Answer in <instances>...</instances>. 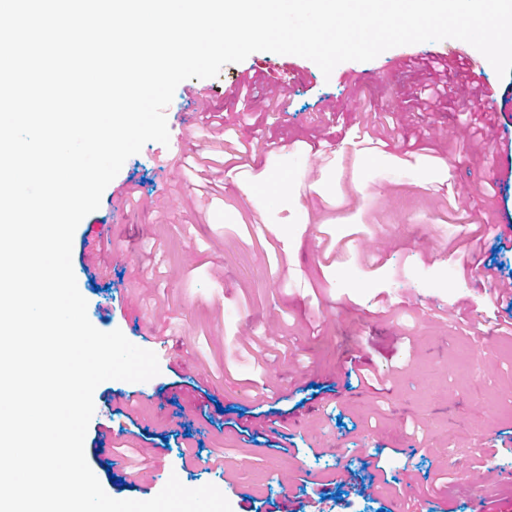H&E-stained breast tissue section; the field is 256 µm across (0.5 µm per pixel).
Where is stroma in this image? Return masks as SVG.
I'll use <instances>...</instances> for the list:
<instances>
[{"instance_id":"stroma-1","label":"stroma","mask_w":512,"mask_h":512,"mask_svg":"<svg viewBox=\"0 0 512 512\" xmlns=\"http://www.w3.org/2000/svg\"><path fill=\"white\" fill-rule=\"evenodd\" d=\"M442 58L447 108L410 93ZM249 82L240 104L232 91ZM232 122L224 184L199 196L190 167L211 156L190 90ZM493 92L495 164L464 138ZM168 145L147 142L78 225L77 286L91 324L157 349L149 381L94 392L84 450L104 491L155 497L170 476L215 485L232 512H512V334L474 269L512 284V74L470 44L401 45L324 76L311 60L251 53L181 82L165 110ZM257 148L238 168V139ZM285 177L257 210L252 191ZM134 193L125 203L120 195ZM100 239L96 262L84 233ZM375 375L350 378L351 359ZM133 393L120 412L112 401ZM279 412L290 439L270 447L253 417ZM125 432L107 434L113 424ZM154 456H147V449ZM379 455L387 480L365 465Z\"/></svg>"}]
</instances>
